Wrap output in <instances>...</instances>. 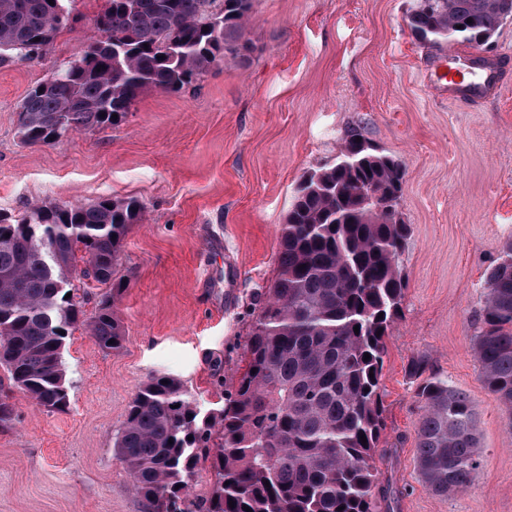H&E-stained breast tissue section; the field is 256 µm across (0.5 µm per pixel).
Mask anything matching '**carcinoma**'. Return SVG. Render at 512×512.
<instances>
[{"mask_svg": "<svg viewBox=\"0 0 512 512\" xmlns=\"http://www.w3.org/2000/svg\"><path fill=\"white\" fill-rule=\"evenodd\" d=\"M66 2L0 0V66L41 57L72 20ZM214 2L105 0L95 17L101 38L87 45L94 58H76L22 99V139L51 145L72 132L107 129L143 93L179 92L226 55L247 57L254 0ZM507 18L512 0H417L407 25L436 48H479ZM405 177L403 162L373 146L360 127L349 131L334 163L303 175L281 225L276 278L261 294L224 407L202 414L169 375L145 383L129 406L115 447L148 512H376L385 337L406 288ZM144 210L129 199L0 214V367L37 405L52 412L70 405L65 340L84 322L74 276L110 285L89 330L100 348L123 347L114 309L123 281L114 275L122 242L143 223ZM486 284L474 353L511 423L512 240ZM427 370L423 358L408 367L423 410L416 462L427 488L448 496L468 489L479 472L476 415L465 393ZM14 420L15 405L0 397V429ZM205 463L210 491L188 504Z\"/></svg>", "mask_w": 512, "mask_h": 512, "instance_id": "carcinoma-1", "label": "carcinoma"}]
</instances>
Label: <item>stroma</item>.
<instances>
[{
    "instance_id": "obj_1",
    "label": "stroma",
    "mask_w": 512,
    "mask_h": 512,
    "mask_svg": "<svg viewBox=\"0 0 512 512\" xmlns=\"http://www.w3.org/2000/svg\"><path fill=\"white\" fill-rule=\"evenodd\" d=\"M103 4L74 0L76 22L42 57L0 66V212L105 198L145 206L116 266L122 348L73 330L64 412L0 386L18 414L0 429V512H144L115 448L132 400L169 375L203 409L221 408L257 298L276 276L295 187L334 162L354 125L407 169L406 289L381 378L379 512H512V425L473 350L487 273L512 238V74L471 104L436 96L448 69L482 72L468 45L448 60L412 35L416 0H255L248 57H225L181 92H146L105 130L23 144L20 101L100 39ZM416 356L476 411L481 466L464 493L434 494L419 475L422 410L406 372Z\"/></svg>"
}]
</instances>
